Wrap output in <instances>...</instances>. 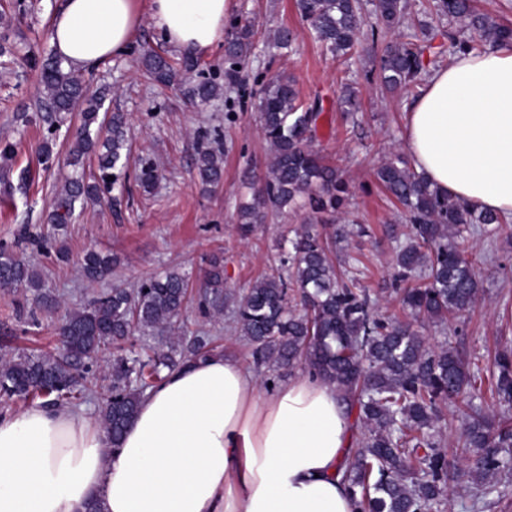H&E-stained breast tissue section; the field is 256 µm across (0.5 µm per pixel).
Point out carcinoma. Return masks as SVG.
<instances>
[{
    "label": "carcinoma",
    "instance_id": "carcinoma-1",
    "mask_svg": "<svg viewBox=\"0 0 512 512\" xmlns=\"http://www.w3.org/2000/svg\"><path fill=\"white\" fill-rule=\"evenodd\" d=\"M311 37L324 50L343 60L365 52L379 60V78L388 91L418 88L426 64L453 61L463 53L512 47V23L495 20L477 0H430L435 15L448 21L443 42L435 33L400 34L387 38L409 15L408 0H374L371 42L361 43L365 25L360 0H296ZM463 27L456 29L454 24ZM249 24L236 28L225 44V56L242 60L253 46ZM142 62L160 83L177 78L168 59L153 49ZM44 88L43 121L54 128L62 115L80 112L72 165L92 153L97 173L69 179L48 216L50 224L70 222L76 203H97L118 184L127 158V123L121 112L107 121L105 137L92 135L100 125L103 95L92 92L68 68L51 56L39 67ZM220 92L203 79L188 95L207 103ZM253 107L260 130L272 148L271 162L260 188L239 211L243 230L303 203L311 210L308 224L295 233L283 259L286 272L277 271L251 288L224 290V273L211 262L204 283L205 311L220 314L231 305L234 330L251 347L254 363L270 372L300 366L334 385L349 414L356 415L359 432L353 436L343 481L356 500L358 512H438L449 501L450 462L436 426L443 409L460 398L481 392L483 376L451 346L426 347L408 323L383 314L367 289L354 276H342L329 256L330 241L351 234L346 226L324 235L319 225L335 220L350 193L339 169L315 148L324 109L300 101L294 78L278 74L259 82ZM196 166L204 189L223 178V149L215 139L198 149ZM376 180L400 204L412 227L409 243L396 251L390 286L395 298L416 317L446 323L469 309L479 285L474 266L458 245L469 224H484L494 233L512 234V223L480 211L433 187L401 155L382 162ZM157 166L143 160L136 179L149 192L158 180ZM116 259L90 250L81 260L83 277L103 278ZM32 290L49 307L55 298L44 289L40 273L0 249V291ZM187 279L172 270L142 281L133 289L114 288L71 313L58 335L55 354L18 353L0 360V397L40 400L49 405L72 404L93 391L89 363L104 348H112V386L100 410L103 430L118 445L133 419L141 396L167 374L202 360L215 351L209 336H195L187 345H169L141 358L129 355L126 344L135 334H163L172 329L185 305ZM498 399L512 403V349L497 353L489 367ZM465 421L458 441L460 454L470 461L473 506L499 492L498 476L512 469V419H496L464 403Z\"/></svg>",
    "mask_w": 512,
    "mask_h": 512
}]
</instances>
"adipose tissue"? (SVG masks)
<instances>
[{
  "label": "adipose tissue",
  "mask_w": 512,
  "mask_h": 512,
  "mask_svg": "<svg viewBox=\"0 0 512 512\" xmlns=\"http://www.w3.org/2000/svg\"><path fill=\"white\" fill-rule=\"evenodd\" d=\"M234 0H64L50 42L74 70L128 52L143 23L191 55L224 38ZM417 172L480 210L512 215V48L461 55L407 110ZM351 418L311 372L261 387L214 354L141 398L119 445L81 409L0 416V512H356L342 474Z\"/></svg>",
  "instance_id": "1"
}]
</instances>
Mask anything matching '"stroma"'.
Instances as JSON below:
<instances>
[{"mask_svg":"<svg viewBox=\"0 0 512 512\" xmlns=\"http://www.w3.org/2000/svg\"><path fill=\"white\" fill-rule=\"evenodd\" d=\"M62 0H0V245L33 263L44 286L57 298L53 308L38 305L32 293L0 296V355L18 351L52 353L58 345L55 331L69 314L93 297L115 288L132 289L148 277L169 270L185 273L190 301L180 321L188 332L221 339L225 355L245 366L253 361L244 340L230 328L228 315L213 316L200 307V291L210 259L224 267V286L239 292L249 288L279 264L282 236L298 230L306 209L268 217L242 233L241 205L251 198L244 170L263 175L270 158L269 144L259 132V114L249 95L260 77L281 73L293 76L305 102L322 100L333 121L318 134L317 148L337 162L350 184L351 196L334 225L358 222L370 226L371 236L348 237L338 244L337 258H348L362 273L382 312L408 320L389 291V277L400 244L411 233L408 223L374 177L379 164L404 149L405 111L412 101L407 91H384L378 70L368 57L344 62L323 52L310 37L295 0H235L224 31L249 23L256 30L251 53L240 63L238 88L210 102L194 105L187 86L207 79L225 83L228 63L223 46L198 57L195 70L169 84L154 81L142 64V54L153 49L180 63L182 54L169 46L150 25L143 24L128 54L83 71L91 90L106 89L105 112L127 118L131 142L125 175L113 191L115 206L76 208L72 221L60 231L46 222L59 191L74 169L69 164L74 127L79 113L67 115L62 128L49 133L41 119L43 89L37 64L53 48L50 32ZM280 28L296 37L293 50L270 56L266 42ZM353 84L361 109L347 118L341 95ZM220 134L224 149V176L213 191H202L195 158L202 134ZM151 159L159 179L151 191L135 181L139 162ZM66 247L67 261L56 258ZM463 246L474 261L479 296L455 323H416L425 344L432 348L452 342L468 361L487 364L495 352L512 348V244L479 231L467 233ZM112 253L119 262L103 279L86 281L80 261L87 250ZM451 512H512V475L499 493L473 506L466 484L450 494Z\"/></svg>","mask_w":512,"mask_h":512,"instance_id":"obj_1","label":"stroma"}]
</instances>
